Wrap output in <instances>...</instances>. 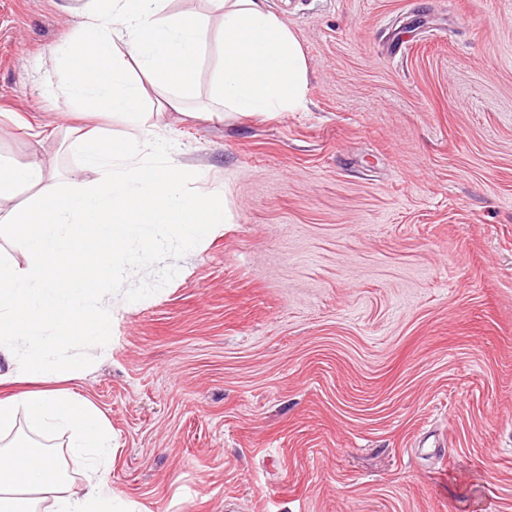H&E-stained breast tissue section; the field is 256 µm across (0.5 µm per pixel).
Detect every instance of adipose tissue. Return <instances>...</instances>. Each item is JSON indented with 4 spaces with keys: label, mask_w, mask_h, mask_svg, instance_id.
<instances>
[{
    "label": "adipose tissue",
    "mask_w": 512,
    "mask_h": 512,
    "mask_svg": "<svg viewBox=\"0 0 512 512\" xmlns=\"http://www.w3.org/2000/svg\"><path fill=\"white\" fill-rule=\"evenodd\" d=\"M221 11L224 59L215 70L212 100L245 116L273 115L303 106L307 67L298 37L268 11L264 0H213ZM42 429L72 433L71 454L88 457L79 491L61 495L66 480L60 457L36 441L17 445L10 434L20 414ZM112 432L100 411L68 390H28L0 397V512H130L112 495Z\"/></svg>",
    "instance_id": "ef3b65f1"
}]
</instances>
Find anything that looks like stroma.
Returning <instances> with one entry per match:
<instances>
[{
    "instance_id": "35a3bbf8",
    "label": "stroma",
    "mask_w": 512,
    "mask_h": 512,
    "mask_svg": "<svg viewBox=\"0 0 512 512\" xmlns=\"http://www.w3.org/2000/svg\"><path fill=\"white\" fill-rule=\"evenodd\" d=\"M83 0H0V159L93 182L58 92ZM306 102L212 114L210 0L194 97L144 117L230 219L138 302L69 389L112 429L134 512H512V0H265ZM15 434L87 462L70 434Z\"/></svg>"
}]
</instances>
